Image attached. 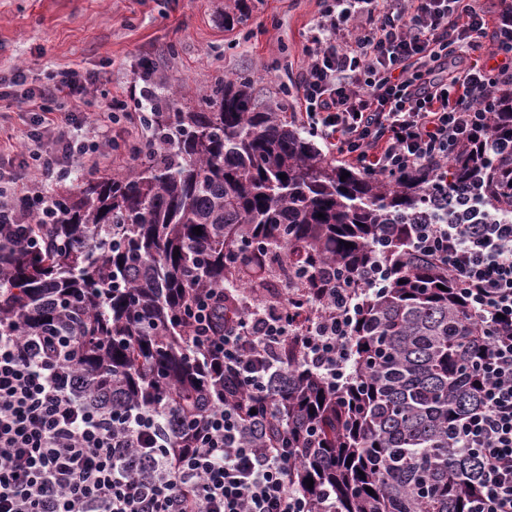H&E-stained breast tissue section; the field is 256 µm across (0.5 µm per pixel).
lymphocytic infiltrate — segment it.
Instances as JSON below:
<instances>
[{"instance_id": "obj_1", "label": "lymphocytic infiltrate", "mask_w": 512, "mask_h": 512, "mask_svg": "<svg viewBox=\"0 0 512 512\" xmlns=\"http://www.w3.org/2000/svg\"><path fill=\"white\" fill-rule=\"evenodd\" d=\"M318 31L304 48L295 84L301 125L328 154L368 173L419 168L436 173L488 127L499 94L512 90V0L488 15L481 0H319ZM75 70L53 71L30 88L26 155L0 161V224L23 232L49 217L48 187L99 158L137 159L142 142L114 125H143L148 97H111L85 111ZM93 125L95 138L81 135ZM462 221L413 225V245L445 261L469 319L487 344L477 359L482 405L450 429L483 462L471 512H512V223L484 216L471 200ZM383 268L333 285L329 317L303 318L287 304L270 313L242 297L245 314L218 328L229 292L196 296L187 316L196 349L216 356L253 394L278 365L277 347L298 335L302 359L329 382L347 368L358 291L381 283ZM67 336H19L0 329V512H311L290 481L285 448L244 447L233 407L173 430L151 406L82 400ZM189 448L171 457L177 434Z\"/></svg>"}]
</instances>
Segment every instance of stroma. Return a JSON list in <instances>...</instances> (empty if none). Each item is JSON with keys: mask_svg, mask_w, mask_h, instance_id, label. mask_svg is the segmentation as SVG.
I'll return each instance as SVG.
<instances>
[{"mask_svg": "<svg viewBox=\"0 0 512 512\" xmlns=\"http://www.w3.org/2000/svg\"><path fill=\"white\" fill-rule=\"evenodd\" d=\"M318 16V0H0V77L20 63L33 85L59 68L104 75L87 96L94 113L142 88L138 63L148 58L155 81L189 87L181 111L232 78L249 81L259 103L294 112L284 88Z\"/></svg>", "mask_w": 512, "mask_h": 512, "instance_id": "1", "label": "stroma"}]
</instances>
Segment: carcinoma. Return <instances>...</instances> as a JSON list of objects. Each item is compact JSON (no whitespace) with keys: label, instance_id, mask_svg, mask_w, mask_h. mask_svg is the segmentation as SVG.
<instances>
[{"label":"carcinoma","instance_id":"carcinoma-1","mask_svg":"<svg viewBox=\"0 0 512 512\" xmlns=\"http://www.w3.org/2000/svg\"><path fill=\"white\" fill-rule=\"evenodd\" d=\"M144 79L155 86L144 158L57 194L59 217L26 226L35 250L0 224V326L79 337L73 373L88 400L102 390L114 405L159 403L174 424L234 406L245 446L288 439L290 479L312 512H326L324 488L331 512H468L481 460L448 426L478 404L482 338L448 268L415 253L409 230L455 219L461 195L512 221V156L467 144L436 174H369L326 159L245 81L180 112L153 72ZM483 138L512 140V91ZM378 261L391 277L360 298L339 386L301 364L296 336L260 398L192 347L186 310L203 288L233 286L274 309L285 281L322 311L333 273L355 278Z\"/></svg>","mask_w":512,"mask_h":512}]
</instances>
